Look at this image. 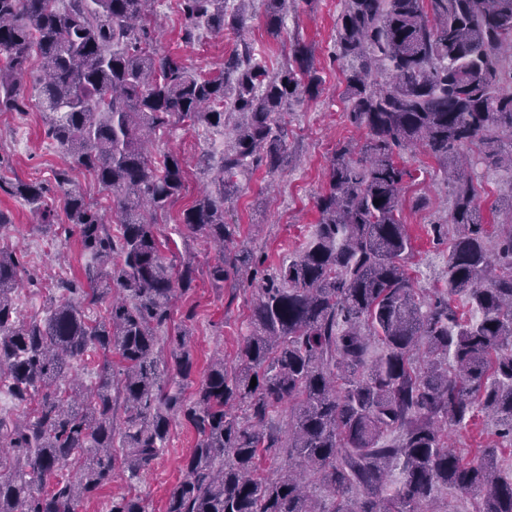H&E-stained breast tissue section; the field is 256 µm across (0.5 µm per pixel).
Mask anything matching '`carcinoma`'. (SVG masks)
I'll use <instances>...</instances> for the list:
<instances>
[{"mask_svg": "<svg viewBox=\"0 0 512 512\" xmlns=\"http://www.w3.org/2000/svg\"><path fill=\"white\" fill-rule=\"evenodd\" d=\"M257 1L268 39L281 42L301 0H182L183 39L244 28ZM155 2L0 0V112L26 113L36 80L46 137L110 196L101 210L68 169L54 172L64 232L93 262L54 284L41 320L18 319L14 293L29 271L22 252L0 248V387L31 404L21 421L0 419L15 461L0 474V512H76L112 481L143 478L180 416L198 440L165 512H419L441 487L478 496L476 512H512V477L445 444L448 424L479 410L512 446V220L489 231L472 178L478 163L512 169L502 145L512 140V0H341L347 118L367 137L336 147L308 242L259 281L254 252L233 250L239 225L225 203L249 170H282L278 116L322 92L314 48L294 41L271 74L246 46L201 76L158 52L146 20ZM177 123L232 131L217 168L201 159L214 189L180 223L220 247L215 286L233 277L257 289L235 361L213 359L190 404L194 358L171 303L196 271L167 261L156 232L185 169L177 152L147 147ZM416 148L445 167L453 201L452 228L431 225L448 242L433 300L408 273L399 219L411 172L397 156ZM0 189L40 212L37 229L52 227L43 183ZM455 296L475 317L458 316ZM93 352L87 390L73 369ZM270 456L280 466L266 475ZM76 460L75 476L58 479ZM110 512L147 510L121 496Z\"/></svg>", "mask_w": 512, "mask_h": 512, "instance_id": "1", "label": "carcinoma"}]
</instances>
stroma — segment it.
Listing matches in <instances>:
<instances>
[{"label": "stroma", "instance_id": "35a3bbf8", "mask_svg": "<svg viewBox=\"0 0 512 512\" xmlns=\"http://www.w3.org/2000/svg\"><path fill=\"white\" fill-rule=\"evenodd\" d=\"M340 0H315L313 6H300L285 20V40L279 44L266 41L262 10H255L246 22L245 36L232 29L207 32L199 39L184 42L182 20L177 0H157L151 25L161 52L176 53L186 64L202 74L218 71L225 55L248 42L269 72H277L291 53L294 40L316 47V68L323 82V92L315 99L294 103L280 120L288 127L286 154L289 158L282 172L271 175L264 168L254 169L242 180L240 193L228 201L225 218L239 225L237 247L265 254V266L275 271L305 241L312 224L318 221L315 200L326 187L325 172L332 151L340 143L365 140L346 118L349 100L341 68L336 62L334 41ZM228 140L220 129H187L180 126L167 131L150 145L151 153L172 149L187 162L186 188L167 215L160 217L157 232L168 260L188 258L196 265L197 281L188 293L178 296L171 311L173 323L191 333L196 361V379H203L211 358L233 361L247 321L255 291L248 284L228 280L215 287L209 269L220 258L217 250L192 235L178 221L180 212L190 206L205 189L211 188L212 175L200 168L201 156L221 158ZM402 163L412 177L405 185V198L426 195L430 207L423 212L403 208L401 218L408 227L414 254L408 266L416 288L431 293L442 285L447 274L448 249L435 243L431 224L445 222L451 213L446 173L437 161L422 152L406 153ZM69 169L73 182L84 191L88 201L101 205L105 199L93 177L46 138L36 109L25 115L0 112V175L6 179L38 180L53 185L54 170ZM483 213L493 214L496 222L506 216L498 212V202L512 196V171L477 169L474 175ZM0 210L7 212L11 226L0 230V243L25 254L32 276L15 294L20 318L43 314L52 279L80 275L86 258L76 239H63L35 232L30 208L23 200L0 191ZM198 436L184 418L170 425L169 438L152 470L140 481L119 480L106 486L97 497L81 501L77 512H109L115 496L133 492L144 501L148 512H164L170 488L183 477L182 463ZM497 440L494 426L485 416L467 425L448 428V442L454 452L468 461H480L481 450Z\"/></svg>", "mask_w": 512, "mask_h": 512}]
</instances>
